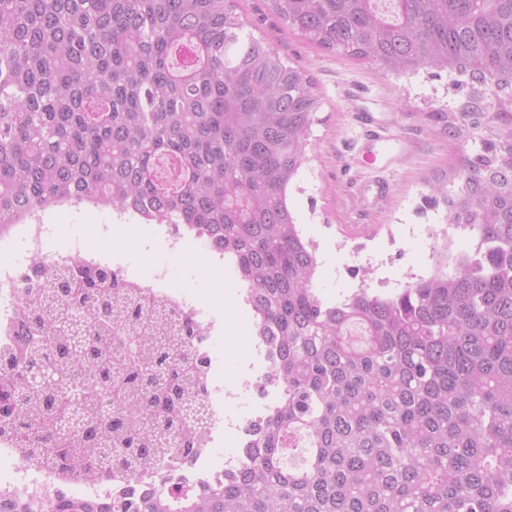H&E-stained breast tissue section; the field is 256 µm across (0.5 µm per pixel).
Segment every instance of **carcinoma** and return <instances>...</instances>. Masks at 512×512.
Returning a JSON list of instances; mask_svg holds the SVG:
<instances>
[{
    "label": "carcinoma",
    "mask_w": 512,
    "mask_h": 512,
    "mask_svg": "<svg viewBox=\"0 0 512 512\" xmlns=\"http://www.w3.org/2000/svg\"><path fill=\"white\" fill-rule=\"evenodd\" d=\"M302 38L379 62L464 76L436 137L462 154L430 182L433 205L474 238L471 251L393 296L361 286L328 302L314 288L317 245L290 193L307 161L321 97L314 78L245 32L238 0H0V231L26 212L88 203L183 226L231 257L275 353L277 395L235 474L176 497L43 500L0 493V512H512V0H270ZM112 274L58 269L19 321L11 387L46 358L119 386L113 418L94 398L79 431L55 438L71 409L48 387L1 418L78 480L112 460L133 471L171 448L197 451L205 393L193 362L200 329L172 318L127 356L112 341ZM91 354L71 349L74 305ZM145 305L128 297L127 323ZM305 463L289 468L299 440Z\"/></svg>",
    "instance_id": "obj_1"
}]
</instances>
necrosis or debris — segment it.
<instances>
[{
	"label": "necrosis or debris",
	"mask_w": 512,
	"mask_h": 512,
	"mask_svg": "<svg viewBox=\"0 0 512 512\" xmlns=\"http://www.w3.org/2000/svg\"><path fill=\"white\" fill-rule=\"evenodd\" d=\"M50 214L51 210L47 207L26 214L16 221L11 233L7 235V243L12 247L14 257L10 264H0V365L7 362L16 351V331L23 292L36 269L45 274L64 267L74 270H110L113 279L120 285L139 290L148 300L171 310L174 315L190 317L203 336L215 334L216 322L203 304L190 291L171 287L166 271L161 270L148 277L141 276L111 259L106 253L88 249L78 239L70 240L61 247H52L54 226L49 222ZM266 379V373L261 372L232 386L208 387L202 399L204 421L196 430L200 449L192 460H183L175 454L168 457L164 465L143 467L136 476L116 466L112 469L110 482L86 481L82 484L83 489L91 495L133 497L159 488L170 490L182 484L195 488L203 482L223 479L224 475L238 466V459L230 458L224 464L213 466L208 462L205 449L214 433L221 428L235 433L240 440H248L256 419L263 417L267 410V394L262 390ZM245 394L260 399L254 416L243 419L224 413V405ZM73 483L67 471L41 466L23 472L14 479H1L0 490L27 499H38L67 491Z\"/></svg>",
	"instance_id": "4bbe7bcc"
}]
</instances>
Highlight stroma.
<instances>
[{"label": "stroma", "instance_id": "35a3bbf8", "mask_svg": "<svg viewBox=\"0 0 512 512\" xmlns=\"http://www.w3.org/2000/svg\"><path fill=\"white\" fill-rule=\"evenodd\" d=\"M237 12L249 31L318 83L322 105L312 128L310 160L301 190L292 196L305 238L318 245L317 293L331 302L362 286L394 294L429 273L435 263L430 233L444 227L445 220L442 208L424 201L428 182L436 173L455 169L462 150L432 135L431 115L456 111L463 98L454 88L456 75L427 68L397 76L375 61L321 49L276 17L268 0H239ZM361 108L414 139L390 172L353 161L352 148L360 140L354 114ZM381 176L392 185L390 196L379 204L364 203L357 187ZM109 220L106 211L61 206L51 217L58 228L53 244L78 236L91 249L114 252L142 273L172 267L174 285L189 287L217 320L231 326L230 336L210 337L207 345L216 381L234 384L256 360L254 318L241 306L244 287L235 271L215 263L199 245L171 254L153 224H129L112 237L102 229Z\"/></svg>", "mask_w": 512, "mask_h": 512}]
</instances>
